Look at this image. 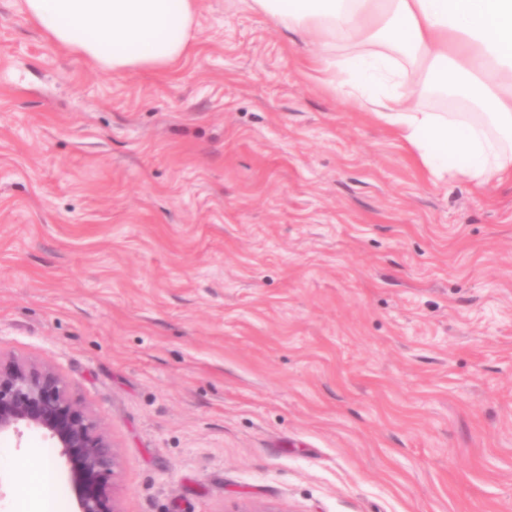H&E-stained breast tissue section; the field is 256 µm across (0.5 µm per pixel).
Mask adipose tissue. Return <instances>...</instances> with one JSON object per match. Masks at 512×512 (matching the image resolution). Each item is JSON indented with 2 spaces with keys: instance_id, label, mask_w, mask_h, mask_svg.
Returning <instances> with one entry per match:
<instances>
[{
  "instance_id": "ef3b65f1",
  "label": "adipose tissue",
  "mask_w": 512,
  "mask_h": 512,
  "mask_svg": "<svg viewBox=\"0 0 512 512\" xmlns=\"http://www.w3.org/2000/svg\"><path fill=\"white\" fill-rule=\"evenodd\" d=\"M285 30L308 36L316 78L393 127L434 177L482 187L512 176V0H252ZM54 46L105 72L166 71L198 39V0H24ZM355 39V55L336 57ZM424 88L461 95L473 110L424 112ZM30 512H55L56 479L26 470Z\"/></svg>"
}]
</instances>
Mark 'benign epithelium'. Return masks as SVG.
Here are the masks:
<instances>
[{
  "mask_svg": "<svg viewBox=\"0 0 512 512\" xmlns=\"http://www.w3.org/2000/svg\"><path fill=\"white\" fill-rule=\"evenodd\" d=\"M41 432L67 466L75 512H120L110 478L119 466L100 421L46 363L0 359V436Z\"/></svg>",
  "mask_w": 512,
  "mask_h": 512,
  "instance_id": "1",
  "label": "benign epithelium"
}]
</instances>
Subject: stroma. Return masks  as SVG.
<instances>
[{
    "label": "stroma",
    "instance_id": "obj_1",
    "mask_svg": "<svg viewBox=\"0 0 512 512\" xmlns=\"http://www.w3.org/2000/svg\"><path fill=\"white\" fill-rule=\"evenodd\" d=\"M165 73L0 0V357L49 363L120 512H512V182L433 179L251 0ZM36 431L0 437L25 512Z\"/></svg>",
    "mask_w": 512,
    "mask_h": 512
}]
</instances>
